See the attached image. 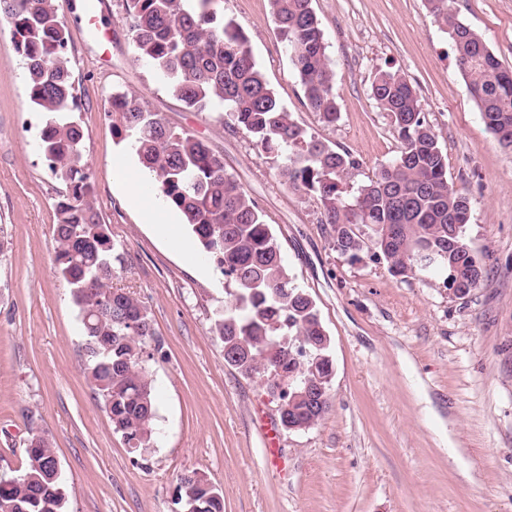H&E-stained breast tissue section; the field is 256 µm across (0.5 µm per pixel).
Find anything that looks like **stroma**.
Returning <instances> with one entry per match:
<instances>
[{"mask_svg":"<svg viewBox=\"0 0 512 512\" xmlns=\"http://www.w3.org/2000/svg\"><path fill=\"white\" fill-rule=\"evenodd\" d=\"M85 132L93 203L127 262L112 280L146 305L159 351L148 369L161 435L129 451L83 371V330L55 264L63 187L36 143L47 119L31 104L22 59L0 34V473L22 469L34 435L59 462L65 512H176L180 475L197 471L224 512H512V151L484 125L447 34L426 0H313L324 30L340 118L305 105L270 0H222L293 119L355 160L358 184L397 154L389 116L371 96L380 70L413 85L448 155V179L471 201L465 240L483 279L468 296L401 277L361 254L336 252L315 197L285 185L274 156L218 113L186 107L137 60L119 0H102L110 40L81 30V0H58ZM512 68V0H451ZM139 95L170 125L204 139L256 200L290 278L313 298L330 338V407L305 431L278 432L280 469L258 414L278 421L264 373L224 361L214 314L225 280L190 228L153 226L155 193L130 206L123 179L145 170L122 141L114 92Z\"/></svg>","mask_w":512,"mask_h":512,"instance_id":"stroma-1","label":"stroma"}]
</instances>
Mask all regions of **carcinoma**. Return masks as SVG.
I'll use <instances>...</instances> for the list:
<instances>
[{
  "label": "carcinoma",
  "mask_w": 512,
  "mask_h": 512,
  "mask_svg": "<svg viewBox=\"0 0 512 512\" xmlns=\"http://www.w3.org/2000/svg\"><path fill=\"white\" fill-rule=\"evenodd\" d=\"M122 2L137 57L166 79L187 107L220 112L253 146L279 158L280 178L319 201L318 223L326 226L333 249L352 258L366 250L395 276L437 274L457 298L478 287L483 268L464 238L470 200L448 182V156L416 89L401 75L381 70L371 85L400 150L352 190L347 179L356 162L315 139L281 107L246 36L218 15V0ZM270 3L306 106L322 123L335 124L340 112L331 62L312 0ZM427 3L453 42L483 122L501 146L512 149V69L457 18L449 0ZM0 24L24 62L30 101L49 114L39 149L50 175L64 186L55 206V262L72 286L80 316H89L83 325L84 371L114 430L147 448L156 436L158 413L144 359L146 341L154 336L152 317L132 295L110 293L125 258L91 200L84 131L73 118L79 105L64 21L56 0H0ZM111 110L156 192L182 212L202 252L230 285L228 305L215 319L224 361L244 375L266 373L269 389L279 372L296 374L289 393L281 396L280 422L289 431L312 428L329 408L330 339L312 298L289 278L256 201L227 172L222 155L145 109L139 97L115 92ZM30 442L23 478L0 479V512H63L53 448L43 436ZM175 493L193 498L199 512H224L222 494L196 471L180 476Z\"/></svg>",
  "instance_id": "carcinoma-1"
}]
</instances>
